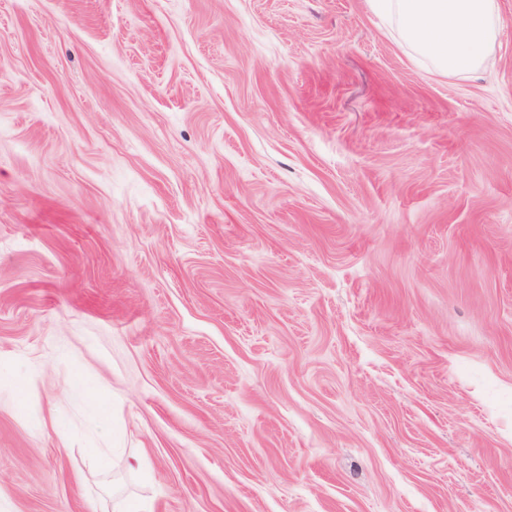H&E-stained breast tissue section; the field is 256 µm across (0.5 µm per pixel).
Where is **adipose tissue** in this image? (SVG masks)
Listing matches in <instances>:
<instances>
[{
  "mask_svg": "<svg viewBox=\"0 0 512 512\" xmlns=\"http://www.w3.org/2000/svg\"><path fill=\"white\" fill-rule=\"evenodd\" d=\"M401 45L444 77L481 70L497 38V0H368Z\"/></svg>",
  "mask_w": 512,
  "mask_h": 512,
  "instance_id": "1",
  "label": "adipose tissue"
}]
</instances>
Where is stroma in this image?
<instances>
[{
    "instance_id": "stroma-1",
    "label": "stroma",
    "mask_w": 512,
    "mask_h": 512,
    "mask_svg": "<svg viewBox=\"0 0 512 512\" xmlns=\"http://www.w3.org/2000/svg\"><path fill=\"white\" fill-rule=\"evenodd\" d=\"M498 9L0 0L6 512H512ZM401 45L444 77L481 70L497 38V0H368Z\"/></svg>"
}]
</instances>
